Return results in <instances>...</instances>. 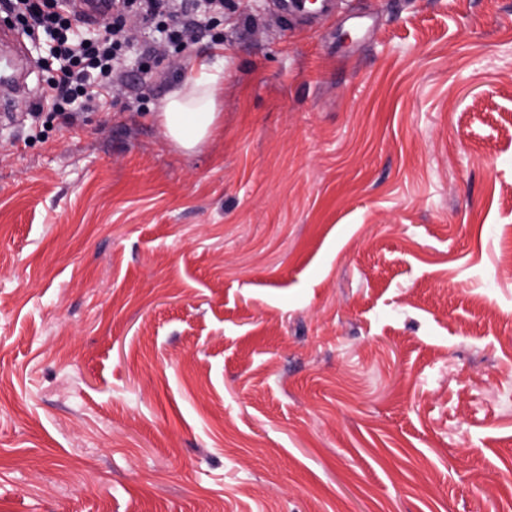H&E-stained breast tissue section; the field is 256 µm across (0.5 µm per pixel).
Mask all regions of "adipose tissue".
Returning a JSON list of instances; mask_svg holds the SVG:
<instances>
[{
  "label": "adipose tissue",
  "mask_w": 512,
  "mask_h": 512,
  "mask_svg": "<svg viewBox=\"0 0 512 512\" xmlns=\"http://www.w3.org/2000/svg\"><path fill=\"white\" fill-rule=\"evenodd\" d=\"M224 70L223 56L190 64L182 84L162 102L154 118L178 148L202 146L217 126L216 88Z\"/></svg>",
  "instance_id": "adipose-tissue-1"
}]
</instances>
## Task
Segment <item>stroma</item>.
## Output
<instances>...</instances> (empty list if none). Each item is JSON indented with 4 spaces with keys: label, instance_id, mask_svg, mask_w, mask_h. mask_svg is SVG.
Instances as JSON below:
<instances>
[{
    "label": "stroma",
    "instance_id": "stroma-1",
    "mask_svg": "<svg viewBox=\"0 0 512 512\" xmlns=\"http://www.w3.org/2000/svg\"><path fill=\"white\" fill-rule=\"evenodd\" d=\"M0 125V512H512V0H227ZM224 55L198 150L153 118Z\"/></svg>",
    "mask_w": 512,
    "mask_h": 512
}]
</instances>
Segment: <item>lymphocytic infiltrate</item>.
Returning <instances> with one entry per match:
<instances>
[{
    "mask_svg": "<svg viewBox=\"0 0 512 512\" xmlns=\"http://www.w3.org/2000/svg\"><path fill=\"white\" fill-rule=\"evenodd\" d=\"M17 22L24 29H39L48 37V61L56 65L48 81L44 105L36 106L33 117L43 111L61 115L76 103H101L110 97L122 78L120 63L129 58L149 70L150 44L132 46L124 39L126 13L139 15L150 34L159 35L176 52L184 51L201 33L219 42L216 21L224 14V0H121L124 11L98 28L72 10L69 0H10Z\"/></svg>",
    "mask_w": 512,
    "mask_h": 512,
    "instance_id": "lymphocytic-infiltrate-1",
    "label": "lymphocytic infiltrate"
}]
</instances>
